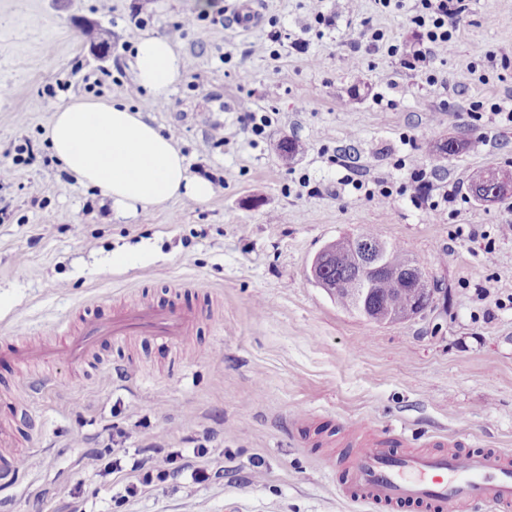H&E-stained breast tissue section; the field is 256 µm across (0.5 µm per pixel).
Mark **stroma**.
I'll return each instance as SVG.
<instances>
[{
    "label": "stroma",
    "mask_w": 512,
    "mask_h": 512,
    "mask_svg": "<svg viewBox=\"0 0 512 512\" xmlns=\"http://www.w3.org/2000/svg\"><path fill=\"white\" fill-rule=\"evenodd\" d=\"M240 2L0 0V428L28 461L0 485V512H375L342 490L360 439L403 426L409 450L444 435L512 453V197L466 189L473 169L512 170V122L493 109L512 98V0H468L451 50L423 60L420 0H258V25L228 29ZM145 33L188 60L162 100L134 80ZM79 96L145 112L214 195L118 213L45 138ZM283 138L294 158L274 151ZM455 138L481 147L437 162ZM372 227L425 261L434 312L372 324L309 280L326 243ZM142 302L192 305L193 336L104 339L81 364H43L56 388L35 394L16 363L25 343ZM193 444L211 453L207 480L133 497L86 460Z\"/></svg>",
    "instance_id": "stroma-1"
}]
</instances>
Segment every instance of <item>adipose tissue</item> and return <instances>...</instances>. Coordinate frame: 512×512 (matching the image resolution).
I'll list each match as a JSON object with an SVG mask.
<instances>
[{"label":"adipose tissue","mask_w":512,"mask_h":512,"mask_svg":"<svg viewBox=\"0 0 512 512\" xmlns=\"http://www.w3.org/2000/svg\"><path fill=\"white\" fill-rule=\"evenodd\" d=\"M134 49L137 85L167 98L185 70L180 52L168 38L149 33ZM47 138L64 170L98 188L126 216L173 197L204 202L213 193L211 182L190 175L171 136L122 104L75 99L56 110Z\"/></svg>","instance_id":"ef3b65f1"}]
</instances>
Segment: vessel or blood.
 <instances>
[{
    "label": "vessel or blood",
    "mask_w": 512,
    "mask_h": 512,
    "mask_svg": "<svg viewBox=\"0 0 512 512\" xmlns=\"http://www.w3.org/2000/svg\"><path fill=\"white\" fill-rule=\"evenodd\" d=\"M193 307L142 303L117 310L112 319H86L66 341L34 347L22 359L76 361L88 356L98 340L133 334L182 343L193 333ZM386 438L363 441L347 468L346 486L356 501L401 512L425 506L430 512H512V455L478 449L396 454Z\"/></svg>",
    "instance_id": "1"
}]
</instances>
